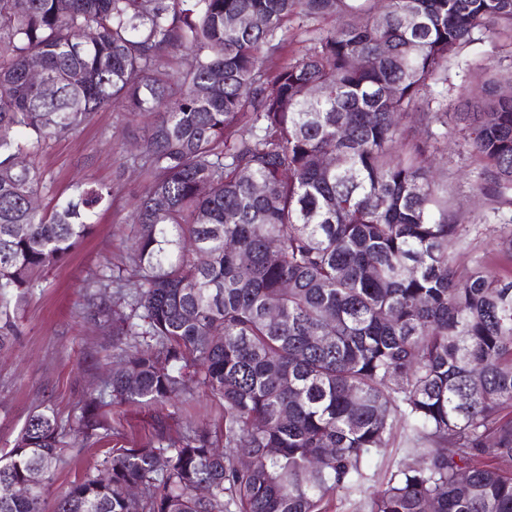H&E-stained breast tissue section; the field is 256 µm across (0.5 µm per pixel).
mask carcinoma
<instances>
[{
  "label": "carcinoma",
  "mask_w": 512,
  "mask_h": 512,
  "mask_svg": "<svg viewBox=\"0 0 512 512\" xmlns=\"http://www.w3.org/2000/svg\"><path fill=\"white\" fill-rule=\"evenodd\" d=\"M478 34L512 47V0H0V349L112 200L81 184L46 219L33 159L107 105L149 118L135 246L86 285L119 368L72 423L29 416L0 512H329L344 491L348 512H512V272L457 264L467 230L428 164L453 134L512 257V71L470 70L484 97L448 112ZM189 379L218 426L160 420L158 447L112 450L48 504L66 437Z\"/></svg>",
  "instance_id": "carcinoma-1"
}]
</instances>
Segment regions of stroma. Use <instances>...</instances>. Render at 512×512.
I'll use <instances>...</instances> for the list:
<instances>
[{
	"label": "stroma",
	"instance_id": "35a3bbf8",
	"mask_svg": "<svg viewBox=\"0 0 512 512\" xmlns=\"http://www.w3.org/2000/svg\"><path fill=\"white\" fill-rule=\"evenodd\" d=\"M471 63L506 70L512 68V57L490 38L475 41L462 61L450 67L449 99L481 96V84L467 75ZM140 151V144L124 132L122 113L107 107L76 132L49 140L42 153L40 166L47 183L43 206L53 207L57 195L84 181L111 186L112 205L94 235L32 288L19 310L18 336L0 351V456L11 450L33 412L48 407L64 421L78 414L85 393L100 390L112 368L105 336L82 317L86 280L126 261L135 234L129 217L144 188L132 162ZM434 162L437 177L448 183V200L460 224L470 238L485 240L492 220L488 205L473 190L477 165L453 139L437 151ZM160 420L171 437L185 430L183 412L168 404L113 407L110 441L68 448L55 470L51 495L63 492L76 476L100 467L111 449L155 446Z\"/></svg>",
	"mask_w": 512,
	"mask_h": 512
}]
</instances>
